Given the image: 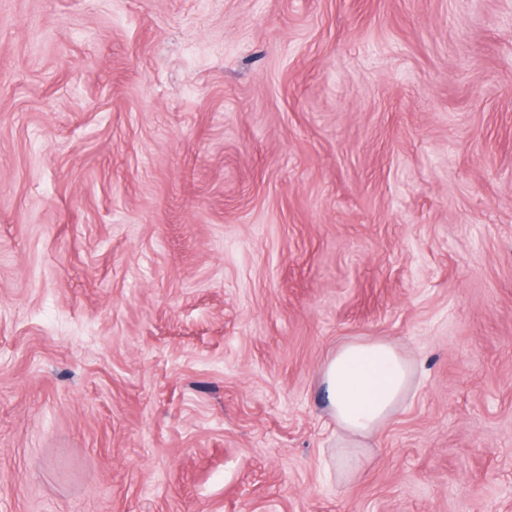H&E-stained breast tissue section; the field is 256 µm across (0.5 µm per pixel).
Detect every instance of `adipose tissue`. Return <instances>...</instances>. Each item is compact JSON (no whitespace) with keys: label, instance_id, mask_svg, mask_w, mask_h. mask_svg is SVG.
Masks as SVG:
<instances>
[{"label":"adipose tissue","instance_id":"adipose-tissue-1","mask_svg":"<svg viewBox=\"0 0 512 512\" xmlns=\"http://www.w3.org/2000/svg\"><path fill=\"white\" fill-rule=\"evenodd\" d=\"M415 369L386 339H357L337 347L321 380L331 416L352 437L377 433L406 400Z\"/></svg>","mask_w":512,"mask_h":512}]
</instances>
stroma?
<instances>
[{"instance_id": "35a3bbf8", "label": "stroma", "mask_w": 512, "mask_h": 512, "mask_svg": "<svg viewBox=\"0 0 512 512\" xmlns=\"http://www.w3.org/2000/svg\"><path fill=\"white\" fill-rule=\"evenodd\" d=\"M0 512H512V0H0ZM414 375L412 362L389 340L338 346L321 371L336 426L351 437L377 433L408 397Z\"/></svg>"}]
</instances>
